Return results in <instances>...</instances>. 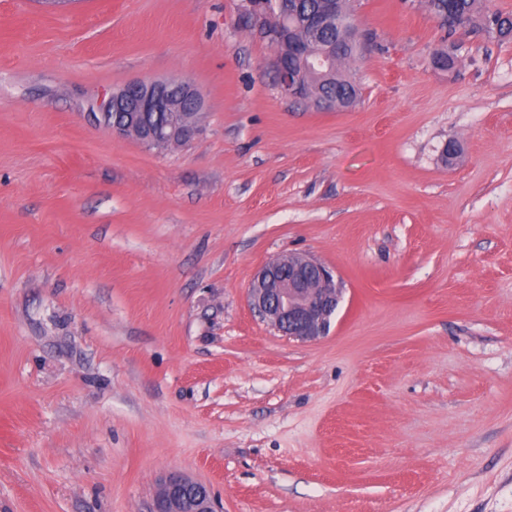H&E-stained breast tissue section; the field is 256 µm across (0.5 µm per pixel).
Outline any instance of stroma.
I'll return each mask as SVG.
<instances>
[{
    "label": "stroma",
    "instance_id": "obj_1",
    "mask_svg": "<svg viewBox=\"0 0 512 512\" xmlns=\"http://www.w3.org/2000/svg\"><path fill=\"white\" fill-rule=\"evenodd\" d=\"M354 9L323 112L242 0H0V512H150L172 470L220 512H512V38ZM161 79L193 141L89 120ZM291 253L344 287L314 342L248 305ZM204 108L202 96L188 82L177 79L136 80L109 94L103 99L99 112H89V115L93 122L112 130L113 137H135L148 146L158 142L179 145L199 133L196 114L203 112ZM128 112H153L145 118L148 123L168 121L165 112H171L172 118L162 126L142 125L137 128L131 122L123 123Z\"/></svg>",
    "mask_w": 512,
    "mask_h": 512
}]
</instances>
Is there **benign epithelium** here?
<instances>
[{
	"label": "benign epithelium",
	"instance_id": "benign-epithelium-1",
	"mask_svg": "<svg viewBox=\"0 0 512 512\" xmlns=\"http://www.w3.org/2000/svg\"><path fill=\"white\" fill-rule=\"evenodd\" d=\"M246 23L264 37H275L293 16V6L284 0H242ZM337 10L332 7L309 15L304 27L318 34L336 26ZM306 39H288L285 51L301 59L298 66H284L280 57L273 60L276 83L288 98L305 99L313 79L324 85L312 104L321 111H340L353 102L351 90L328 87L338 60L361 45L357 26L339 30L336 42L324 43L315 52L305 49ZM200 93L188 82L168 80H136L105 97L99 111L90 113L93 122L112 130L116 138H135L153 146L159 142L178 145L192 140L200 131L196 114L204 111ZM114 112H169L171 120L162 126L143 125L112 120ZM250 306L259 319L284 336L312 342L326 335L343 300L342 283L324 264L301 255L275 258L265 263L248 288ZM215 503L209 488L178 473L171 472L160 483L154 512H214Z\"/></svg>",
	"mask_w": 512,
	"mask_h": 512
}]
</instances>
